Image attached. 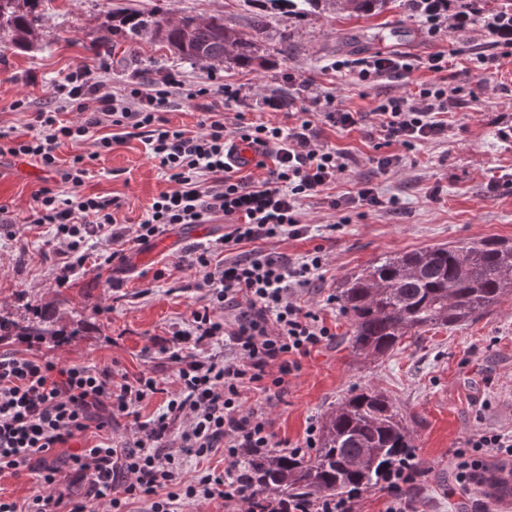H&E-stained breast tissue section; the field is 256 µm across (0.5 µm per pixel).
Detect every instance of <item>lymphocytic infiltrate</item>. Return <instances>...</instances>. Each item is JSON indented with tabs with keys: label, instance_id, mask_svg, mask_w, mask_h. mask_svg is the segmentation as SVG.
<instances>
[{
	"label": "lymphocytic infiltrate",
	"instance_id": "obj_1",
	"mask_svg": "<svg viewBox=\"0 0 512 512\" xmlns=\"http://www.w3.org/2000/svg\"><path fill=\"white\" fill-rule=\"evenodd\" d=\"M425 67L431 82L418 92L381 99L375 107L373 129L384 145L412 148L447 130L443 116L459 95L446 78L447 54L432 55ZM111 77V56L101 54L95 68L52 82L53 106L33 111L26 99L13 102V110L30 114L26 139L0 133V156L30 158L56 176L36 194L29 220L52 229L63 257L55 272L57 286H65L85 262L88 239L121 247L149 240L163 225L204 224L215 214L226 223L221 246L229 257L215 267L204 251L187 263L201 272L199 285L207 289L209 302L193 310L188 329L172 337L176 391H165L151 372L132 379L109 367L61 366L32 351L0 352V474L16 475L33 463L38 483L51 487L74 473L88 484L93 499L107 501L110 512H126L132 499L144 503V512H174L179 502L238 498L246 460L280 446L262 409L244 408V395L280 387L299 369L300 358L332 334L298 299L324 265L321 251L297 262L261 252L237 258L233 252L245 242L307 235L310 227L300 211L309 199L323 200L335 212L380 208L384 202L369 182L331 195L347 164L336 149L318 145L308 107L296 109L287 126L249 122L240 113L230 127L224 112L238 91L220 77L209 76L189 89L181 73L171 70L161 81L109 92L105 86ZM176 97L198 101L204 114L200 131L171 126L164 112ZM66 110L76 112L77 120H64ZM129 138L140 139L168 188L137 223L126 225L117 218L118 201L82 191L92 156L75 155L63 167L55 151L64 142H90L108 151ZM238 139L258 146L271 160L265 177L241 175L230 163ZM197 341L221 345L224 352L198 356ZM160 393L162 409L142 419V407ZM118 417L131 421L133 440L84 444L90 425L102 429ZM75 440L77 452L64 460L55 457L56 449ZM218 446L224 449L223 471L183 479L181 458H202ZM492 456L512 458V436L483 433L467 439L455 454L456 482H479Z\"/></svg>",
	"mask_w": 512,
	"mask_h": 512
}]
</instances>
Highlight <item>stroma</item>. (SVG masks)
<instances>
[{"mask_svg": "<svg viewBox=\"0 0 512 512\" xmlns=\"http://www.w3.org/2000/svg\"><path fill=\"white\" fill-rule=\"evenodd\" d=\"M153 7L176 21L223 17L253 40L254 65L240 70L226 62L191 64L146 40L128 49L112 32L113 12ZM106 49L112 52L113 89L160 80L169 69L193 83L215 74L240 91L227 119L242 112L249 120L283 126L289 112L317 97L330 95L345 110L369 113L380 99L416 91L432 78L420 69L364 85L356 74L332 71L336 60L403 52L423 61L447 53L448 81L461 88L448 129L441 139L410 150L389 146L400 158L389 173L379 174L371 162L378 140L370 135V121L352 130L317 126L320 142L347 156L335 193L368 180L382 198H398L397 207L348 209L340 223L327 205L313 200L301 209V220L310 227L307 237L239 246L241 256L273 252L293 261L321 249L326 264L300 298L333 333L326 345L301 358L299 370L286 377L276 396L251 391L245 405L262 407L277 440L293 445L352 389L378 388L414 430L418 474L407 492L412 512H474L478 503L483 512H512V496L460 487L453 469L457 450L472 435H512V298L477 321L405 337L397 350L377 360L354 356L343 341L350 317L327 302L347 274L383 254L512 239V46L482 25L459 30L446 20L431 33L421 15L396 29L381 15L351 17L321 9L298 14L284 6L262 8L255 0H46L31 49L0 40V130L25 136L28 112L12 110V102L24 97L30 110L48 106L51 80L93 65ZM268 96L278 99L280 111L264 106ZM46 177L33 161L0 156V208L13 221L11 230L0 232V317L24 322L34 309L51 310L53 328L65 329L66 336L59 343L41 342L48 358L109 365L131 378L153 371L175 390L165 349L176 331L187 328L191 311L208 302L200 274L187 262L205 249L213 262L223 259V217L166 227L112 260L104 245L90 240L85 264L61 288L50 228L26 221ZM167 187L156 162L132 138L94 161L83 190L117 199L119 217L135 222Z\"/></svg>", "mask_w": 512, "mask_h": 512, "instance_id": "1", "label": "stroma"}]
</instances>
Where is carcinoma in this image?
<instances>
[{
    "mask_svg": "<svg viewBox=\"0 0 512 512\" xmlns=\"http://www.w3.org/2000/svg\"><path fill=\"white\" fill-rule=\"evenodd\" d=\"M45 0H18L3 12L0 34L26 50L42 26ZM420 0H348L358 16L402 10L399 23L416 11ZM438 10L469 24H482L512 39V0H427ZM155 11L114 14L112 31L137 46L147 38L159 41L191 63L222 62L228 48L239 66L256 60L254 43L241 38L224 18L200 22L184 17L167 24ZM512 296V242L482 239L462 246H439L386 254L348 276L339 293L350 315L346 338L357 355L378 358L396 349L406 336L431 328L472 322ZM49 314L35 311L21 324L0 317L1 336H63L49 327ZM415 466V444L404 414L382 392L362 388L345 398L324 418L314 454L274 452L248 461L252 512H288V501L331 494L351 498L364 490L388 489Z\"/></svg>",
    "mask_w": 512,
    "mask_h": 512,
    "instance_id": "1",
    "label": "carcinoma"
}]
</instances>
